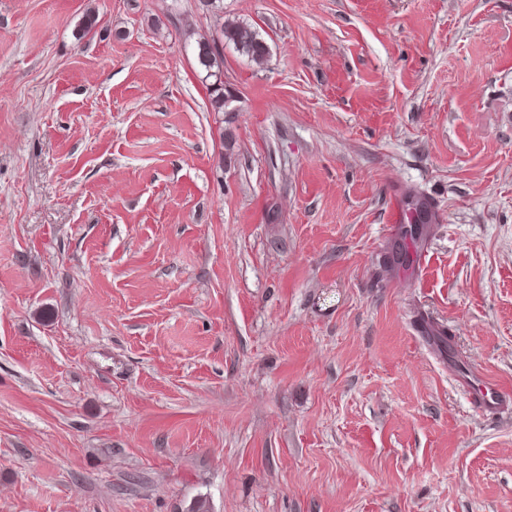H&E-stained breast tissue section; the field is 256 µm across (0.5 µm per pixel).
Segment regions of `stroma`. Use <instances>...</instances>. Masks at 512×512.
<instances>
[{"instance_id": "1", "label": "stroma", "mask_w": 512, "mask_h": 512, "mask_svg": "<svg viewBox=\"0 0 512 512\" xmlns=\"http://www.w3.org/2000/svg\"><path fill=\"white\" fill-rule=\"evenodd\" d=\"M224 16L216 112L199 0H0V512H512V0ZM203 6L216 18L214 31L209 37L196 41L197 61L206 71L207 78H213L210 84L211 106L214 111L222 112L232 101L230 91L224 89V43L232 45L240 54L253 62L261 63L270 54L266 41L248 22H224L222 0H203ZM222 13V14H221ZM221 19L223 21L221 22ZM415 216V212L404 203V193L399 189L394 190L390 217L393 232H396L401 224H412ZM410 252L412 255V263L410 254L407 249L400 242H396L395 256L398 264L409 265L411 263L410 267H408V272L415 273L417 271V273H419L425 263L428 254L421 252L420 247L414 246H411ZM471 382H478V389L473 390ZM465 388L471 406L485 416H495L512 409V394L504 392L497 384H494L475 371H470L465 377Z\"/></svg>"}]
</instances>
